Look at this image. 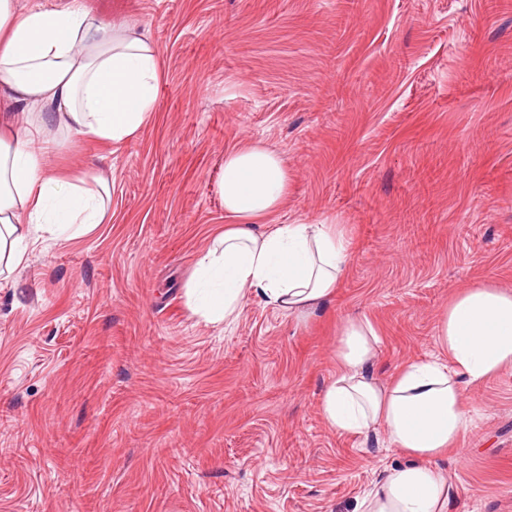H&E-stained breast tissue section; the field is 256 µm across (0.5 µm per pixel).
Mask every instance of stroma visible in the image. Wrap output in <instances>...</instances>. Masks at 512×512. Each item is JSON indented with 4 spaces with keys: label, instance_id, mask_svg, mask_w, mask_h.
<instances>
[{
    "label": "stroma",
    "instance_id": "1",
    "mask_svg": "<svg viewBox=\"0 0 512 512\" xmlns=\"http://www.w3.org/2000/svg\"><path fill=\"white\" fill-rule=\"evenodd\" d=\"M147 30L157 110L51 169L109 167L106 223L0 279V512H356L405 455L323 420L337 332L369 318L379 382L438 355L441 311L512 289V0H83ZM260 140L291 177L276 224L350 244L328 306L193 316L183 285L229 218L224 153ZM441 459L448 512H512V371Z\"/></svg>",
    "mask_w": 512,
    "mask_h": 512
}]
</instances>
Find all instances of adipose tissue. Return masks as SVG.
I'll return each instance as SVG.
<instances>
[{
    "label": "adipose tissue",
    "instance_id": "adipose-tissue-1",
    "mask_svg": "<svg viewBox=\"0 0 512 512\" xmlns=\"http://www.w3.org/2000/svg\"><path fill=\"white\" fill-rule=\"evenodd\" d=\"M163 78L149 35L136 23L103 24L79 0H0V274L25 265L44 238H76L104 223L111 175L74 178L46 164L49 135L95 136L118 144L151 122ZM220 196L231 224L196 260L185 295L192 312L232 326L246 299L305 318L330 300L344 279L349 243L340 225L259 224L288 199L281 153L252 142L224 154ZM437 343L444 358L411 362L388 383L372 365L379 333L366 318L338 331L336 375L321 414L340 433L383 427L408 456L386 470L357 512H448L452 487L435 460L455 448L474 418L464 385L512 368V290L487 281L458 292L443 311Z\"/></svg>",
    "mask_w": 512,
    "mask_h": 512
}]
</instances>
